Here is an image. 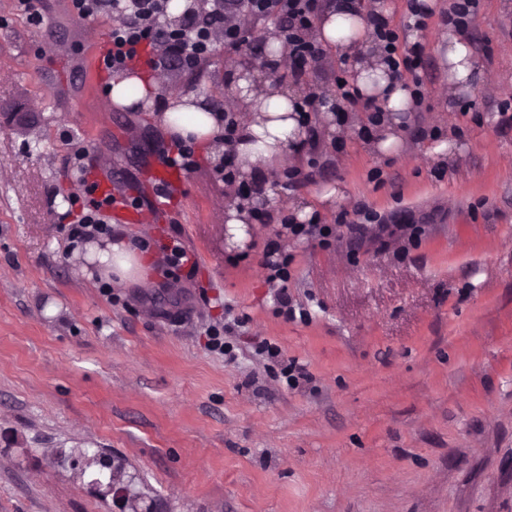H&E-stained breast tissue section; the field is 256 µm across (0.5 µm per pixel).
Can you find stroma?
Segmentation results:
<instances>
[{
  "label": "stroma",
  "mask_w": 512,
  "mask_h": 512,
  "mask_svg": "<svg viewBox=\"0 0 512 512\" xmlns=\"http://www.w3.org/2000/svg\"><path fill=\"white\" fill-rule=\"evenodd\" d=\"M379 5L402 44L424 47L421 111L388 113L400 142L383 150L359 138L361 108L343 124L318 110L319 164L290 151L307 181L269 183L260 202L282 214L290 200L327 224L363 204L424 231L322 248L273 224L232 233L215 203L235 193L201 141L199 169L152 212L151 175L176 145L163 121L172 94L235 95L247 53L216 48L195 84L165 70L151 104L108 111L113 76L97 49L111 15L80 21L44 0L35 19L0 0V104L37 119L25 135L0 111V512H129L94 489L83 450L123 464L141 512H512V127L498 123L512 94L476 81L446 96L448 0L417 32L406 0L361 8ZM466 39L483 71L512 84V0H480ZM344 58L327 48L302 85L333 103ZM377 167L380 185L368 179ZM105 173L144 218L71 245L65 227ZM274 239L304 318L276 313ZM121 240L154 256L127 285L88 255ZM174 240L191 265L167 263ZM227 323L230 358L207 336ZM264 340L310 382L289 389L256 354Z\"/></svg>",
  "instance_id": "stroma-1"
}]
</instances>
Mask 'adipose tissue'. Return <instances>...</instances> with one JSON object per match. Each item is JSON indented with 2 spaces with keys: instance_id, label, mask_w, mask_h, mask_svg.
<instances>
[{
  "instance_id": "ef3b65f1",
  "label": "adipose tissue",
  "mask_w": 512,
  "mask_h": 512,
  "mask_svg": "<svg viewBox=\"0 0 512 512\" xmlns=\"http://www.w3.org/2000/svg\"><path fill=\"white\" fill-rule=\"evenodd\" d=\"M444 39L448 43L450 86L466 85L480 77L477 60L465 37L451 32L445 34ZM349 72L351 84L363 97L386 102L392 112L413 110L409 88L391 76L381 54L352 61ZM297 99L293 89L280 83L273 74L255 92L226 100V108L239 114L237 139L231 150L242 171L272 173L288 143L303 144L307 130L296 118ZM164 120L175 133L184 137L192 135L203 142L213 141L220 130L204 99L193 96L178 99L173 111L165 113Z\"/></svg>"
}]
</instances>
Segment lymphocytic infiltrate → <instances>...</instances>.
I'll list each match as a JSON object with an SVG mask.
<instances>
[{
	"label": "lymphocytic infiltrate",
	"mask_w": 512,
	"mask_h": 512,
	"mask_svg": "<svg viewBox=\"0 0 512 512\" xmlns=\"http://www.w3.org/2000/svg\"><path fill=\"white\" fill-rule=\"evenodd\" d=\"M73 14L81 20L93 19L104 12L112 13L116 22L111 32V47L103 59L105 70L119 74L139 59L145 48H152V69L165 67L168 56H176L185 74L197 73L212 56L216 38H223L224 50L238 51L251 40V23L265 22L277 33L291 59L289 76L299 78L304 65L316 64L323 49L313 36L315 22L322 9L321 0H191L177 25L168 23L165 0H71ZM370 35L382 50L396 77L411 75L415 104H422V79L419 75L421 46L406 47L398 31L379 15L370 18ZM358 221L340 212L331 224L313 221L300 224L294 218L268 210H253L261 224H279L280 233L295 240L318 242L329 246L331 239L360 234L366 225L376 227L377 239L405 236L417 239L423 232L418 224H389L366 208L357 211ZM267 282L275 290L277 310L294 318L295 306L288 294L291 259L282 254L278 244L267 246Z\"/></svg>",
	"instance_id": "lymphocytic-infiltrate-1"
}]
</instances>
